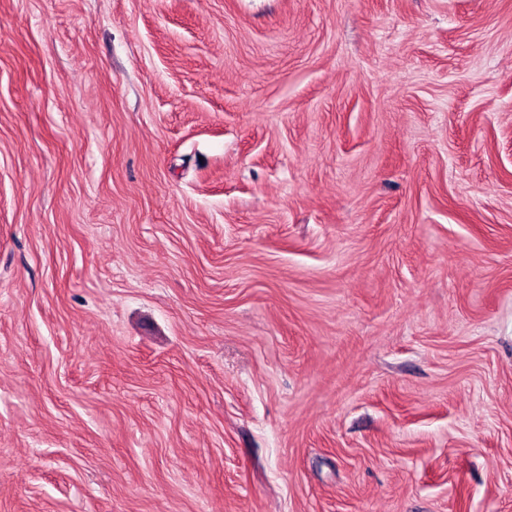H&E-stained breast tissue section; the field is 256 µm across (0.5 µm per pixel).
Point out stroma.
<instances>
[{"mask_svg": "<svg viewBox=\"0 0 512 512\" xmlns=\"http://www.w3.org/2000/svg\"><path fill=\"white\" fill-rule=\"evenodd\" d=\"M0 512H512V0H0Z\"/></svg>", "mask_w": 512, "mask_h": 512, "instance_id": "stroma-1", "label": "stroma"}]
</instances>
